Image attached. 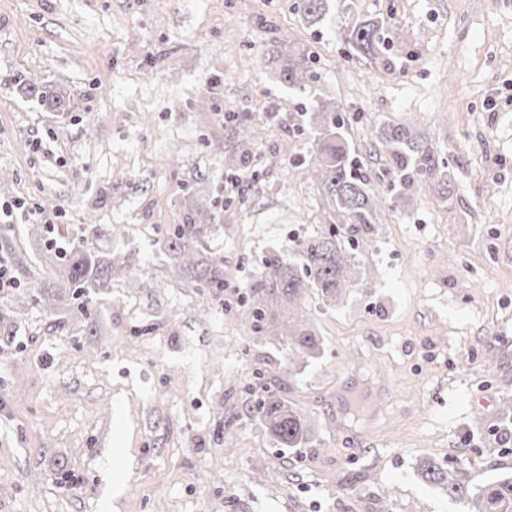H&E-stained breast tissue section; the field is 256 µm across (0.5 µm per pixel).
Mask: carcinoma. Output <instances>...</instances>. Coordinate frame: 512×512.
Segmentation results:
<instances>
[{"mask_svg": "<svg viewBox=\"0 0 512 512\" xmlns=\"http://www.w3.org/2000/svg\"><path fill=\"white\" fill-rule=\"evenodd\" d=\"M301 9L309 23L317 24L328 11V0H301ZM381 38L380 23L366 21L350 32L348 40L356 54L371 56ZM272 58L284 61L280 77L288 87L304 91L306 84L314 79L310 58L305 55L285 56L276 47ZM349 121V117L340 114L339 108L318 102L308 116V125L318 135V148L310 163L303 167L304 171L317 174L327 208L341 215L344 222L331 224L327 231L318 232L300 244L298 262L283 251L268 255L259 285L252 294L254 331L278 330V335L288 341L289 351L300 356H311L319 349L315 333L307 325L279 322L280 311L297 306L311 293L332 302L343 289L353 285L357 255L346 248L343 232L350 233L356 245L372 246L369 235L377 219L376 196L343 140L341 129ZM381 145L396 159L391 175L400 193L407 194L420 181L435 176L437 165L432 148L413 141L407 130H388L382 136ZM208 210L205 203L187 208L183 222L167 237L166 246L174 256L183 258L199 287L222 291L224 262L200 256L203 222ZM59 261L61 279L52 288L68 293L71 312L87 314L93 302L91 292L104 286L114 271L112 262L82 247L70 250L59 257ZM260 379L264 380V396L253 408V416L280 447H305L312 437L307 419L288 405L274 382L265 380L263 374ZM448 495L455 501L469 504L470 512H512V476L475 489L452 484L448 486Z\"/></svg>", "mask_w": 512, "mask_h": 512, "instance_id": "cac0c4a2", "label": "carcinoma"}]
</instances>
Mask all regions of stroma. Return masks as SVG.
<instances>
[{
  "instance_id": "35a3bbf8",
  "label": "stroma",
  "mask_w": 512,
  "mask_h": 512,
  "mask_svg": "<svg viewBox=\"0 0 512 512\" xmlns=\"http://www.w3.org/2000/svg\"><path fill=\"white\" fill-rule=\"evenodd\" d=\"M372 19L375 55L352 54ZM277 40L310 55L313 94L282 84ZM318 98L354 115L380 211L353 286L304 299L320 348L301 359L254 332L250 296L269 252L332 221L295 169ZM393 127L447 185L399 195ZM202 201L220 293L163 245ZM0 205L17 282L0 295V512H101L109 482L112 512H467L449 484L512 475V0H330L317 26L297 0H0ZM79 243L119 268L90 315L34 305ZM260 371L310 447L248 415ZM427 459L441 481L422 479ZM381 27L377 21H366L350 32L348 40L356 54L373 56L377 45L381 42Z\"/></svg>"
}]
</instances>
